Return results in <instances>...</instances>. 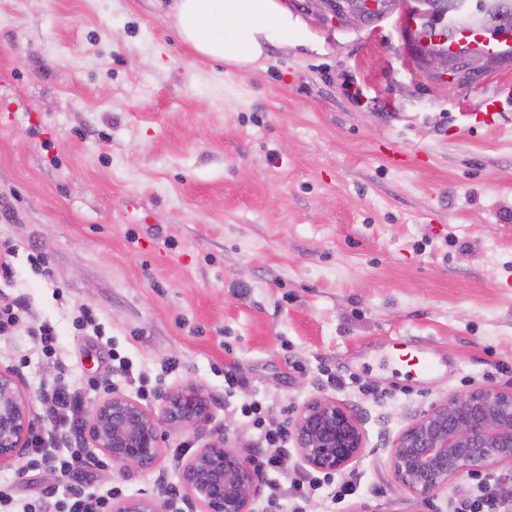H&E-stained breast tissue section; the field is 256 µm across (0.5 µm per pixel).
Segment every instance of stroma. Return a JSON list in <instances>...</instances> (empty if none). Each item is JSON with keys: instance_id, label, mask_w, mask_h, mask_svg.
<instances>
[{"instance_id": "35a3bbf8", "label": "stroma", "mask_w": 512, "mask_h": 512, "mask_svg": "<svg viewBox=\"0 0 512 512\" xmlns=\"http://www.w3.org/2000/svg\"><path fill=\"white\" fill-rule=\"evenodd\" d=\"M281 3L300 42L238 70L180 40L174 0H0V241L19 250L11 295L58 350L0 335V369L22 380L40 432L39 386L95 380L90 410L120 383L116 352L158 388L201 385L208 432L240 448L257 445L241 403L284 427L332 397L365 434L334 475L357 490L334 507L316 492L304 512H465L474 480L422 505L389 447L431 404L512 384V98L489 105L512 63L438 82L408 55L402 14L344 28ZM81 307L102 335L74 330ZM399 338L443 371L402 373ZM203 442L171 433L156 471L85 474L153 497ZM0 481L50 503L62 484L23 458Z\"/></svg>"}]
</instances>
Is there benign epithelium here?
I'll use <instances>...</instances> for the list:
<instances>
[{
  "label": "benign epithelium",
  "instance_id": "7a95c632",
  "mask_svg": "<svg viewBox=\"0 0 512 512\" xmlns=\"http://www.w3.org/2000/svg\"><path fill=\"white\" fill-rule=\"evenodd\" d=\"M299 7L339 27L370 25L379 17L405 12L412 59L438 81L457 76L472 80L503 63L502 56L489 53L465 50L450 60L424 51L414 14L432 11L439 22L458 29L470 11L467 0H302ZM210 416L209 397L193 382L161 393L153 408L111 391L86 416L84 434L116 470L129 474L160 461L167 434L200 432ZM288 426L302 461L319 472L346 468L364 448L357 417L328 397L309 399ZM33 431L28 394L13 373L0 370V466L29 452ZM389 455L400 486L422 503L465 474L479 477L493 468L512 469V386L474 388L434 403L401 431ZM172 464L179 473L180 500L122 499L112 512H251L265 486L252 452L231 445L224 433L210 434L192 455L175 457Z\"/></svg>",
  "mask_w": 512,
  "mask_h": 512
}]
</instances>
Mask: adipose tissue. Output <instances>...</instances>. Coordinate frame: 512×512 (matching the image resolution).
<instances>
[{"label":"adipose tissue","instance_id":"ef3b65f1","mask_svg":"<svg viewBox=\"0 0 512 512\" xmlns=\"http://www.w3.org/2000/svg\"><path fill=\"white\" fill-rule=\"evenodd\" d=\"M174 25L199 54L240 69L300 28L277 0H177Z\"/></svg>","mask_w":512,"mask_h":512}]
</instances>
